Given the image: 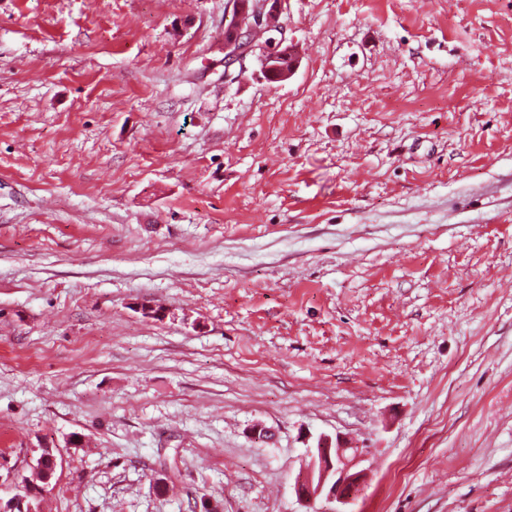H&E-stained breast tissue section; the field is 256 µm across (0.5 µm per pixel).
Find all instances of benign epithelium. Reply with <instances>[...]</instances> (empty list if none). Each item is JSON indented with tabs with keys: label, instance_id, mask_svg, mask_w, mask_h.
<instances>
[{
	"label": "benign epithelium",
	"instance_id": "7a95c632",
	"mask_svg": "<svg viewBox=\"0 0 512 512\" xmlns=\"http://www.w3.org/2000/svg\"><path fill=\"white\" fill-rule=\"evenodd\" d=\"M233 14L248 18L246 26L229 25L224 30V66L229 68L240 61L254 46L255 41L265 33L282 31L279 25L278 0H228ZM268 51L264 56V73L269 79L286 81L297 67V60L284 40L270 38ZM364 451L340 442L334 444L327 437L319 438L311 453L313 466L294 484L297 498L307 505L323 498L341 505L339 509H325L323 512H346L362 486L363 471L357 469ZM44 473V487L51 485L56 459L51 453L37 461Z\"/></svg>",
	"mask_w": 512,
	"mask_h": 512
}]
</instances>
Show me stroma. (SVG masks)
I'll return each instance as SVG.
<instances>
[{
	"label": "stroma",
	"instance_id": "1",
	"mask_svg": "<svg viewBox=\"0 0 512 512\" xmlns=\"http://www.w3.org/2000/svg\"><path fill=\"white\" fill-rule=\"evenodd\" d=\"M232 18L0 0V473L307 512L325 436L352 512H512V0H282L280 83ZM266 43L269 47L263 62L266 77L280 81L288 80L295 71L298 63L291 55L290 48L288 45L283 46L284 40L282 38L276 41L275 38L270 37ZM284 60L288 61V65H285L286 62ZM281 62L282 64H280ZM363 454V448L350 447L339 441L333 446L329 438H319L311 453V468L294 484L297 498L307 505H313L321 498L342 507L349 505L362 486L363 470H357V465Z\"/></svg>",
	"mask_w": 512,
	"mask_h": 512
}]
</instances>
